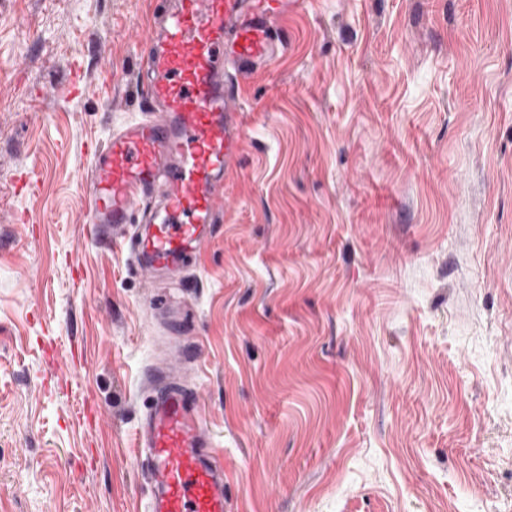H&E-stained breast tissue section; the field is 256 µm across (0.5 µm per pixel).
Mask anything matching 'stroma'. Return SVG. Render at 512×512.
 I'll return each mask as SVG.
<instances>
[{
  "mask_svg": "<svg viewBox=\"0 0 512 512\" xmlns=\"http://www.w3.org/2000/svg\"><path fill=\"white\" fill-rule=\"evenodd\" d=\"M156 7L0 0V512H143L151 369L200 391L226 512H512V0H306L149 289L79 180Z\"/></svg>",
  "mask_w": 512,
  "mask_h": 512,
  "instance_id": "obj_1",
  "label": "stroma"
}]
</instances>
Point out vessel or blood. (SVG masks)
<instances>
[{"instance_id":"vessel-or-blood-1","label":"vessel or blood","mask_w":512,"mask_h":512,"mask_svg":"<svg viewBox=\"0 0 512 512\" xmlns=\"http://www.w3.org/2000/svg\"><path fill=\"white\" fill-rule=\"evenodd\" d=\"M298 0H163L157 27L133 46L150 81L145 113L112 128L80 185L97 237L153 272L197 266L224 183L242 151L236 83L282 53ZM149 462L148 512H225L216 459L196 391L159 389L137 429Z\"/></svg>"}]
</instances>
